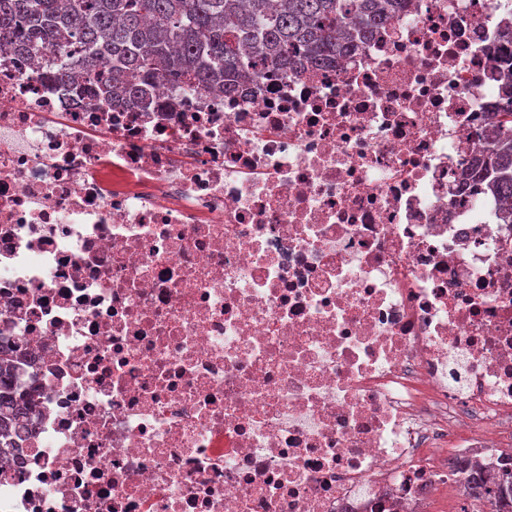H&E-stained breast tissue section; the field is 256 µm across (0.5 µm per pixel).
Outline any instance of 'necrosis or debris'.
Returning <instances> with one entry per match:
<instances>
[{
    "label": "necrosis or debris",
    "instance_id": "1",
    "mask_svg": "<svg viewBox=\"0 0 512 512\" xmlns=\"http://www.w3.org/2000/svg\"><path fill=\"white\" fill-rule=\"evenodd\" d=\"M512 0H407L328 68L116 105L0 54V512H422L504 467L512 225L460 189ZM13 361V356L0 354V448L13 435L14 424L27 415L33 406L31 401L18 394Z\"/></svg>",
    "mask_w": 512,
    "mask_h": 512
}]
</instances>
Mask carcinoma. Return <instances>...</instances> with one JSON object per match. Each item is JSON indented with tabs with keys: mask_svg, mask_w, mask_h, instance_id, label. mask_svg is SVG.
<instances>
[{
	"mask_svg": "<svg viewBox=\"0 0 512 512\" xmlns=\"http://www.w3.org/2000/svg\"><path fill=\"white\" fill-rule=\"evenodd\" d=\"M403 0H0V52L53 54L52 78L74 83L85 70L89 92L141 102L160 80L195 89L239 90L282 70L336 61L350 43L372 37ZM481 157L467 178L485 183L512 224V102L480 133ZM32 410L19 396L13 356L0 354V444ZM466 472L473 501L512 512V476Z\"/></svg>",
	"mask_w": 512,
	"mask_h": 512,
	"instance_id": "carcinoma-1",
	"label": "carcinoma"
}]
</instances>
